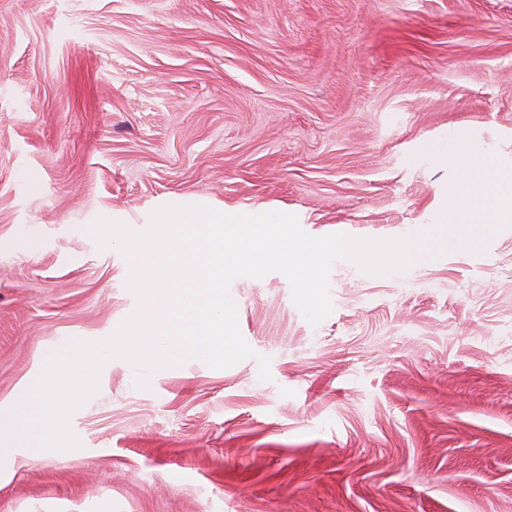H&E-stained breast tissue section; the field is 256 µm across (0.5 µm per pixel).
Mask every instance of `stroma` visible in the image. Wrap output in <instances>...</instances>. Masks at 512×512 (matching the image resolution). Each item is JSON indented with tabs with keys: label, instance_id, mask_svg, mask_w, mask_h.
Masks as SVG:
<instances>
[{
	"label": "stroma",
	"instance_id": "1",
	"mask_svg": "<svg viewBox=\"0 0 512 512\" xmlns=\"http://www.w3.org/2000/svg\"><path fill=\"white\" fill-rule=\"evenodd\" d=\"M486 159L512 168V0H0V405L27 418L47 351L135 311L96 218L205 197L403 237ZM230 294L254 357L146 389L110 360L80 448L0 512H512V228L337 260L315 326L280 273Z\"/></svg>",
	"mask_w": 512,
	"mask_h": 512
}]
</instances>
